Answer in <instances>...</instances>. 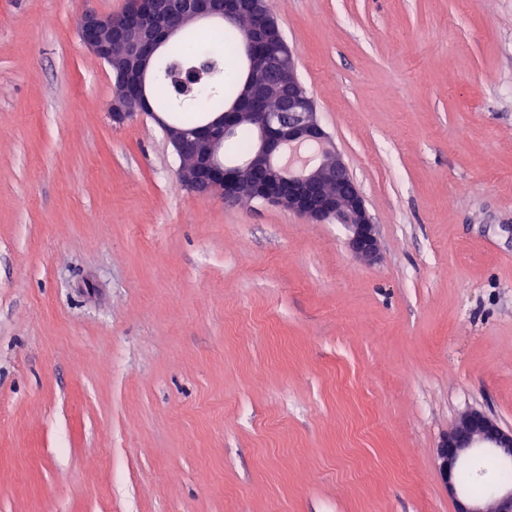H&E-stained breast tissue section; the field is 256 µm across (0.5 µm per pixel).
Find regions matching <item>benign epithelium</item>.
Here are the masks:
<instances>
[{
	"mask_svg": "<svg viewBox=\"0 0 512 512\" xmlns=\"http://www.w3.org/2000/svg\"><path fill=\"white\" fill-rule=\"evenodd\" d=\"M244 17L254 22L245 41L254 64L229 111L194 128L148 112L147 82L167 40L202 22ZM78 31L82 44L112 72V123L120 126L150 114L183 161L178 172L183 187L201 197L263 201L316 224L334 220L346 227L347 245L355 256L379 258L365 200L317 120L314 101L297 77L295 55L268 0H247L245 5L242 0H128L119 16L83 14ZM243 125L256 131L255 147L242 161L226 163L224 141ZM477 449L511 465L512 426L476 409L461 415L440 438L435 463L454 512H512V483H499L483 496L463 486L464 460Z\"/></svg>",
	"mask_w": 512,
	"mask_h": 512,
	"instance_id": "1",
	"label": "benign epithelium"
}]
</instances>
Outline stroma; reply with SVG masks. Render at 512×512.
Returning <instances> with one entry per match:
<instances>
[{
    "instance_id": "35a3bbf8",
    "label": "stroma",
    "mask_w": 512,
    "mask_h": 512,
    "mask_svg": "<svg viewBox=\"0 0 512 512\" xmlns=\"http://www.w3.org/2000/svg\"><path fill=\"white\" fill-rule=\"evenodd\" d=\"M0 0V512H452L512 426V0H269L380 258L186 190L87 11ZM477 449L511 465L512 426H505L495 416L476 409L461 415L440 438L435 463L454 512H512V483H498L483 496L463 486L460 474L466 469L464 460Z\"/></svg>"
}]
</instances>
